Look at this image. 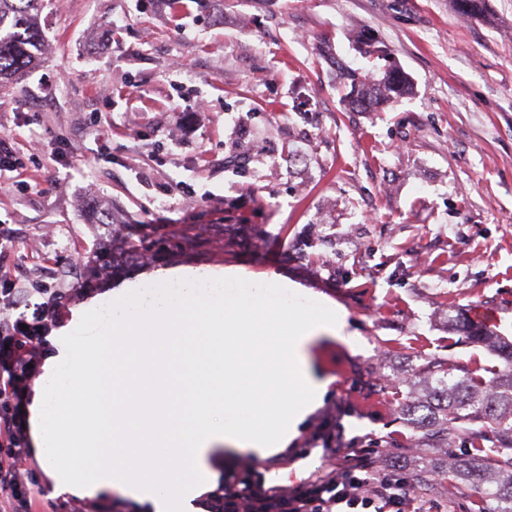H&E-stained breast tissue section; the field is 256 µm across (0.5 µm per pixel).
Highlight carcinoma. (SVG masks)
Instances as JSON below:
<instances>
[{
	"label": "carcinoma",
	"mask_w": 512,
	"mask_h": 512,
	"mask_svg": "<svg viewBox=\"0 0 512 512\" xmlns=\"http://www.w3.org/2000/svg\"><path fill=\"white\" fill-rule=\"evenodd\" d=\"M488 0H452L455 12L466 18L484 17ZM49 0H0V82L17 80L32 68L37 60L41 40L40 19ZM338 69L349 88L347 99L358 112H373L379 106L397 99L410 89L406 76L389 64L375 77L357 70H347L342 63ZM206 230L179 238L162 234L157 238L129 236L119 252L98 248L99 261L104 267H116L143 256L156 257L168 250H193L205 239ZM460 331L478 342L494 347L502 366L488 370L490 377L480 374L482 367L460 374L453 369L436 365L428 373L432 396L414 405L425 420L441 426L439 441L451 442L453 431L460 425L478 421L495 438L494 450L487 453L482 443L475 444L466 458L459 461L452 474L441 479L476 483L480 495L481 512H512V342H494L491 334L459 323ZM233 478L239 487L258 486L260 468L247 467L237 471Z\"/></svg>",
	"instance_id": "carcinoma-1"
}]
</instances>
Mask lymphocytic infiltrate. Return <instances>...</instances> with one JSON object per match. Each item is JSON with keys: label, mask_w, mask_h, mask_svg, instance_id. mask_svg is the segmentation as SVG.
Wrapping results in <instances>:
<instances>
[{"label": "lymphocytic infiltrate", "mask_w": 512, "mask_h": 512, "mask_svg": "<svg viewBox=\"0 0 512 512\" xmlns=\"http://www.w3.org/2000/svg\"><path fill=\"white\" fill-rule=\"evenodd\" d=\"M314 440L341 452L336 467L319 481L289 487L284 498L270 500L264 490H256L261 506L277 512H435L431 499L410 492L404 466L375 474L373 449L345 441L342 427L325 422Z\"/></svg>", "instance_id": "f902f5d3"}]
</instances>
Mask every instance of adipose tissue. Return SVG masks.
<instances>
[{
	"instance_id": "ef3b65f1",
	"label": "adipose tissue",
	"mask_w": 512,
	"mask_h": 512,
	"mask_svg": "<svg viewBox=\"0 0 512 512\" xmlns=\"http://www.w3.org/2000/svg\"><path fill=\"white\" fill-rule=\"evenodd\" d=\"M162 280L113 309L111 336L61 353L31 385L30 432L56 494L116 489L150 512H207L228 454H285L321 406L329 382L311 346L360 347L332 302L287 304L264 281L223 295Z\"/></svg>"
}]
</instances>
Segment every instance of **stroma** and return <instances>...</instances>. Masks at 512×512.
<instances>
[{
    "mask_svg": "<svg viewBox=\"0 0 512 512\" xmlns=\"http://www.w3.org/2000/svg\"><path fill=\"white\" fill-rule=\"evenodd\" d=\"M45 42L24 80L0 86V138L25 169L0 178V339L49 358L106 337L113 290L157 271L236 288L288 280V295L332 299L359 351L323 340L312 365L331 383L301 427L343 403L345 439H370L375 469L403 464L444 512H478L466 482L423 484L454 468L481 424L431 443L408 408L427 367L499 365L450 320L482 307L512 341V0L462 19L449 0H51ZM386 47L412 89L353 111L337 62L375 72L353 42ZM117 225L88 221L89 204ZM128 224L205 226L198 254L97 268V244ZM32 512L55 496L20 408ZM321 447L261 461L266 485L318 480Z\"/></svg>",
    "mask_w": 512,
    "mask_h": 512,
    "instance_id": "35a3bbf8",
    "label": "stroma"
}]
</instances>
